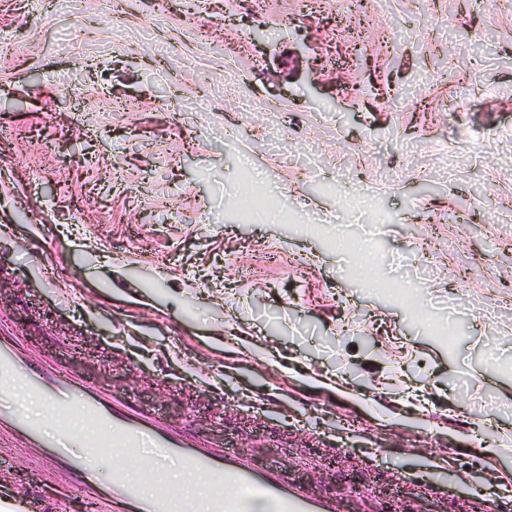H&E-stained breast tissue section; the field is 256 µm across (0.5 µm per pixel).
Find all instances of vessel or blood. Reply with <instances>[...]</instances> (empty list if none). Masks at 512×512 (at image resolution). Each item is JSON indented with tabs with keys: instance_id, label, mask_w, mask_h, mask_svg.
Segmentation results:
<instances>
[{
	"instance_id": "vessel-or-blood-1",
	"label": "vessel or blood",
	"mask_w": 512,
	"mask_h": 512,
	"mask_svg": "<svg viewBox=\"0 0 512 512\" xmlns=\"http://www.w3.org/2000/svg\"><path fill=\"white\" fill-rule=\"evenodd\" d=\"M20 378L29 399L50 403L56 412L77 413L84 422L78 433L47 429L42 421L7 404L10 378ZM113 446L129 457L153 452L155 464L141 478L114 470L112 482L100 484L96 463L85 456L88 448ZM23 451L38 476L62 479L64 493L46 501L35 487L7 485L0 494V512H69L71 498L87 503L91 512H174L167 491L145 493L143 482H158L163 460L180 463L188 478H206L210 494L204 501L190 500L184 512H243L242 491L267 502L273 512H339L338 493L318 490L295 480L287 470L258 462L245 452L214 445L187 422L167 418L155 408L99 388L52 354L34 351L27 336L0 323V459ZM403 482L455 498L459 488L473 482L469 470L452 479L403 475Z\"/></svg>"
}]
</instances>
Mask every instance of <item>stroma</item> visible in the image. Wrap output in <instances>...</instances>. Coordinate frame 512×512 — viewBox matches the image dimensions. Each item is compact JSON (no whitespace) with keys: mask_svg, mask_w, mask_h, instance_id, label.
<instances>
[{"mask_svg":"<svg viewBox=\"0 0 512 512\" xmlns=\"http://www.w3.org/2000/svg\"><path fill=\"white\" fill-rule=\"evenodd\" d=\"M0 307L311 485L481 512L401 476L512 488V0H0ZM473 473L470 470H459L451 480L439 481L433 476L422 475L414 477L410 474H403L402 481L405 483L415 484L418 487L425 488L434 493L446 495L448 499L453 500L457 494V490L461 487H468L473 482Z\"/></svg>","mask_w":512,"mask_h":512,"instance_id":"35a3bbf8","label":"stroma"}]
</instances>
